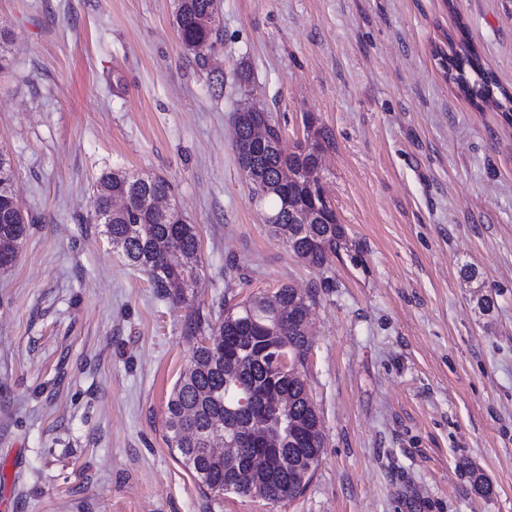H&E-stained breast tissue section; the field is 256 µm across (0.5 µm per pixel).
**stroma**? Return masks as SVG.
<instances>
[{"label": "stroma", "instance_id": "1", "mask_svg": "<svg viewBox=\"0 0 512 512\" xmlns=\"http://www.w3.org/2000/svg\"><path fill=\"white\" fill-rule=\"evenodd\" d=\"M177 3L0 0V150L30 218L0 270V512H512V122L438 57L467 40L512 93V0H217L198 54ZM248 97L287 145L306 114L331 139L344 238L325 265L273 236L239 169ZM113 170L172 183L209 324L260 292L311 294L323 450L293 500L207 498L168 446L196 340L93 218Z\"/></svg>", "mask_w": 512, "mask_h": 512}]
</instances>
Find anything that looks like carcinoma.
<instances>
[{
  "label": "carcinoma",
  "instance_id": "obj_1",
  "mask_svg": "<svg viewBox=\"0 0 512 512\" xmlns=\"http://www.w3.org/2000/svg\"><path fill=\"white\" fill-rule=\"evenodd\" d=\"M216 0H178L174 24L186 50L200 53L211 46L216 35ZM448 81L475 105L492 102L502 106L495 96L499 84L495 76L482 68L474 48L461 41L451 55L440 54ZM263 123L272 147L256 158L262 178L251 183L254 196L261 198L267 214L276 219L271 225L299 259L323 266L340 248L344 232L334 222L336 213L328 199L320 195L321 187L305 178L288 180L284 193L271 186L282 176L301 171H323L327 133L313 123H304L306 137L313 140L318 153L305 151L301 142L288 147L272 114L236 112L233 117V141L250 134L253 125ZM15 190L11 161L0 151V184ZM156 194L171 195V184L160 176H140L112 171L99 179L93 210L112 247L121 250L129 264L148 273L153 286L173 304L190 310L185 335H203L199 311L193 309L188 290L201 267L200 240L194 224L170 222V218L152 211L146 200ZM120 197L125 206L111 209V201ZM322 204L333 219L331 223L310 224L306 230L291 223L289 209ZM23 210H5L0 206V268L8 267L16 258L12 244L22 243L26 236ZM279 309L253 296L226 308L227 316L217 327H209L210 335L193 347L189 364L175 383L166 404V428L169 447L177 449L181 461L193 475L203 492L222 495L224 484L237 483L236 494L247 497L257 481L248 476L258 451L248 443L241 444L243 475L237 478L224 471V462L216 458L211 447L224 435V428L240 433L249 428V418L231 411L240 392L247 390L255 399L256 411L264 418L272 438L297 457L319 462L323 448L321 430L315 429L318 413L306 387L302 372L285 375L279 371L274 356L286 353L299 368H304L310 350L308 331L300 322L288 317V304L297 300L310 307L309 297L284 285L278 288ZM288 394V406L280 407L271 400L273 393ZM280 479L288 482L290 498L300 494L306 481L299 473L284 471Z\"/></svg>",
  "mask_w": 512,
  "mask_h": 512
}]
</instances>
